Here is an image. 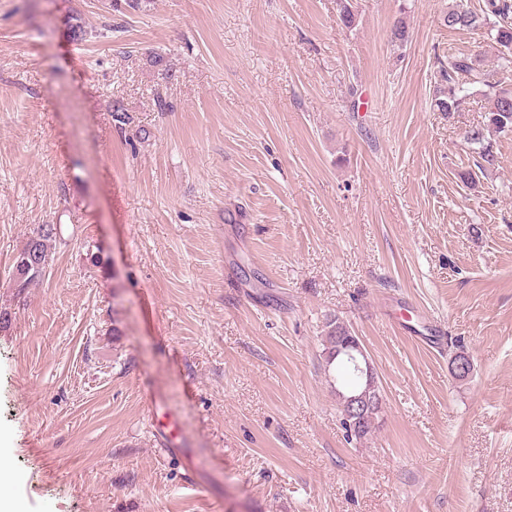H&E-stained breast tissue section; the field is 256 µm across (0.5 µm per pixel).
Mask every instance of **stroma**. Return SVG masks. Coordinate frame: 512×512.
Returning <instances> with one entry per match:
<instances>
[{
  "mask_svg": "<svg viewBox=\"0 0 512 512\" xmlns=\"http://www.w3.org/2000/svg\"><path fill=\"white\" fill-rule=\"evenodd\" d=\"M353 5L348 29L336 0H0V450L23 512H512V133L472 188L483 98L431 106L448 50L509 87L512 67L444 25L448 0ZM40 224L60 237L20 293ZM334 317L384 396L358 443Z\"/></svg>",
  "mask_w": 512,
  "mask_h": 512,
  "instance_id": "1",
  "label": "stroma"
}]
</instances>
